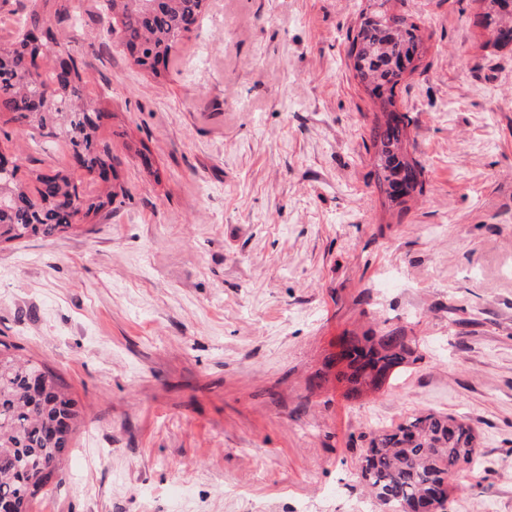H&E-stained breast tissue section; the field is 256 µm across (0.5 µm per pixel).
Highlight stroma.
Instances as JSON below:
<instances>
[{
  "instance_id": "35a3bbf8",
  "label": "stroma",
  "mask_w": 512,
  "mask_h": 512,
  "mask_svg": "<svg viewBox=\"0 0 512 512\" xmlns=\"http://www.w3.org/2000/svg\"><path fill=\"white\" fill-rule=\"evenodd\" d=\"M75 0L70 48L112 114L128 195L75 233L0 247V339L84 411L30 512H383L361 433L465 417L483 465L448 512H512V51L473 0H391L425 57L398 92L428 192L390 214L348 68L366 0H210L140 71ZM400 328L420 361L377 393L309 386L343 331Z\"/></svg>"
}]
</instances>
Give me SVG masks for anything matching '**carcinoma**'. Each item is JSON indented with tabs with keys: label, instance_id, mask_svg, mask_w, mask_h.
Here are the masks:
<instances>
[{
	"label": "carcinoma",
	"instance_id": "1",
	"mask_svg": "<svg viewBox=\"0 0 512 512\" xmlns=\"http://www.w3.org/2000/svg\"><path fill=\"white\" fill-rule=\"evenodd\" d=\"M207 0H102L107 31L117 36L133 63L161 76L178 43L200 23ZM389 0H368L349 37L353 76L377 111L369 129L373 175L387 200L406 210L426 192L421 163L408 150L411 116L397 109V88L425 56L424 35L412 16L397 14ZM72 0H30L15 41L0 48V119L19 140L69 138L70 158L100 176L90 192L66 170L19 176L22 157L3 171L0 154V245L49 238L91 223L119 196L112 145L101 132L105 110L82 103L86 61L54 51L70 33ZM474 26L483 49L512 47V0H478ZM39 81H30L32 74ZM327 358L346 396L379 390L422 359L416 339L398 328L336 340ZM84 418L69 385L21 346L0 339V512H29L31 502L63 471L71 440ZM481 465L475 428L465 419L432 411L410 415L392 428L369 433L359 476L386 512H448L454 480Z\"/></svg>",
	"mask_w": 512,
	"mask_h": 512
}]
</instances>
